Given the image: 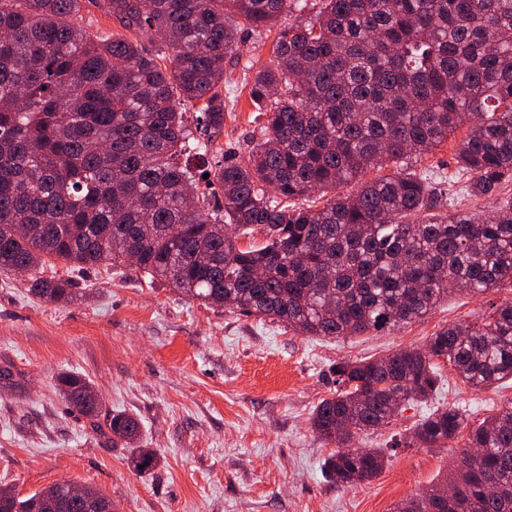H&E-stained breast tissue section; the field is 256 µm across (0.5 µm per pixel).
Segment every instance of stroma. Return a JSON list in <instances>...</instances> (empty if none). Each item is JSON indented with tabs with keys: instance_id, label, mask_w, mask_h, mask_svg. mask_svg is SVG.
I'll list each match as a JSON object with an SVG mask.
<instances>
[{
	"instance_id": "35a3bbf8",
	"label": "stroma",
	"mask_w": 512,
	"mask_h": 512,
	"mask_svg": "<svg viewBox=\"0 0 512 512\" xmlns=\"http://www.w3.org/2000/svg\"><path fill=\"white\" fill-rule=\"evenodd\" d=\"M275 31L243 35L226 60L224 131L218 146L247 155L260 138L248 81L269 65ZM457 130L417 163L440 181L444 205L489 211L455 178ZM78 296L57 304L32 295L26 277L0 272V487L24 498L62 481L103 491L117 512H390L443 480L464 445L398 448L414 424L453 404L475 427L512 400V381L464 385L447 362L443 384L389 425L362 435L365 448L391 449L382 472L346 489L326 478L334 450L310 428L315 406L337 386L344 359H373L423 345L451 323L477 324L508 291L454 294L401 328L347 340L303 336L281 323L202 304L164 282L103 263L74 275ZM88 379L108 416L138 418L140 444L160 461L137 474L129 451L112 444L56 388L59 374Z\"/></svg>"
}]
</instances>
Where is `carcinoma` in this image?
Listing matches in <instances>:
<instances>
[{"label":"carcinoma","mask_w":512,"mask_h":512,"mask_svg":"<svg viewBox=\"0 0 512 512\" xmlns=\"http://www.w3.org/2000/svg\"><path fill=\"white\" fill-rule=\"evenodd\" d=\"M307 2L107 0L149 51L78 25L80 0H0V272L22 268L32 295L68 303L70 273L109 261L204 304L332 338L394 330L455 292L512 291V202L487 216L444 211L436 181L412 171L465 127L454 160L468 193L495 197L512 183V0H319L314 18L280 29L276 64L252 76L261 142L246 159L213 150L238 38ZM179 101L201 103L195 127ZM371 170L380 176L356 192L325 197ZM206 173L211 199L197 192ZM253 229L264 241L237 247ZM439 360L475 389L512 380V298L422 347L336 362L338 388L310 427L336 444L325 467L338 486L382 471L384 453L357 439L427 401ZM57 382L70 404L93 392L79 375ZM109 429L130 446L133 471L156 467V452L133 447L136 418L116 414ZM466 429L448 405L411 440L446 448ZM469 448L480 455L392 512H512V401L469 430L458 456ZM65 488L12 493L0 512H82Z\"/></svg>","instance_id":"carcinoma-1"}]
</instances>
